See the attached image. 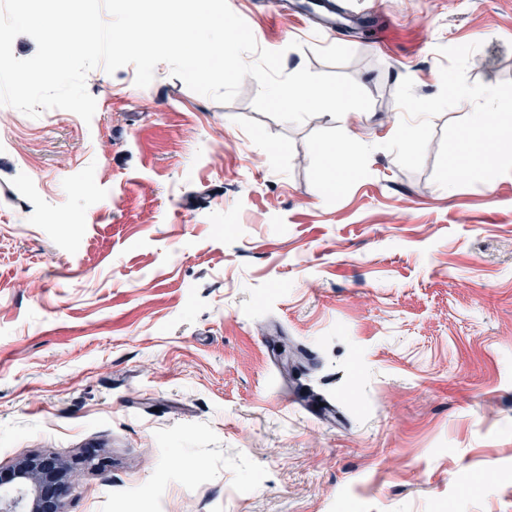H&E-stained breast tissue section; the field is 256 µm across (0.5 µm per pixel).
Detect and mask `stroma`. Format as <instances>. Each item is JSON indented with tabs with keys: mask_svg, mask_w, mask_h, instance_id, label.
I'll return each mask as SVG.
<instances>
[{
	"mask_svg": "<svg viewBox=\"0 0 512 512\" xmlns=\"http://www.w3.org/2000/svg\"><path fill=\"white\" fill-rule=\"evenodd\" d=\"M283 69L351 76L367 117L295 125L166 64L95 68L91 122L15 113L0 138V474L71 462L65 512H512V173L445 189L383 150L411 78L473 43L512 80V0H383L379 32L321 35L228 0ZM374 148L338 202L308 136ZM335 404L324 419L319 405Z\"/></svg>",
	"mask_w": 512,
	"mask_h": 512,
	"instance_id": "35a3bbf8",
	"label": "stroma"
}]
</instances>
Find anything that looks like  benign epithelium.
I'll return each instance as SVG.
<instances>
[{"instance_id": "benign-epithelium-1", "label": "benign epithelium", "mask_w": 512, "mask_h": 512, "mask_svg": "<svg viewBox=\"0 0 512 512\" xmlns=\"http://www.w3.org/2000/svg\"><path fill=\"white\" fill-rule=\"evenodd\" d=\"M66 466L52 456L26 457L0 477V512H64Z\"/></svg>"}]
</instances>
